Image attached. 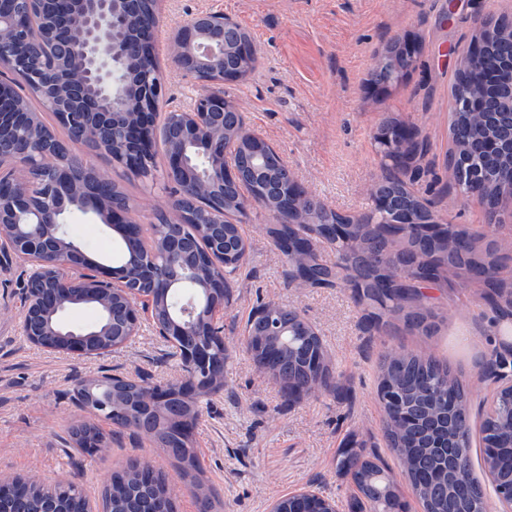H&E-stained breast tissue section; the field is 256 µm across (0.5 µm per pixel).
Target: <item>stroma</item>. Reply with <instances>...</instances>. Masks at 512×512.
Instances as JSON below:
<instances>
[{"label":"stroma","instance_id":"stroma-1","mask_svg":"<svg viewBox=\"0 0 512 512\" xmlns=\"http://www.w3.org/2000/svg\"><path fill=\"white\" fill-rule=\"evenodd\" d=\"M206 12L230 17L251 36L258 63L242 81L224 85V98L239 107L247 128L278 150L310 196L333 212L371 211L380 175L375 129L387 121L413 126L424 151L408 185L443 222L466 225L481 246L493 247L503 264L501 278L512 280V237L488 233L484 209L456 200L447 162L456 56L478 38L481 21L512 19V0H159L156 52L166 111L181 110L197 92L196 80L174 62L173 32ZM393 40L412 41L418 64L380 92L370 78ZM73 151L127 194L140 223L170 211L172 199L161 181L129 176L85 145ZM273 221L257 204L235 219L248 255L224 310L221 387L197 400L192 446L204 480L200 487L147 437L115 433L110 422L98 423L108 446L97 456L68 441V430L87 418L73 401L79 382L113 373L139 383L180 378L179 360L149 317H142L136 336L101 356L38 348L20 329L30 265L0 256V478H31L46 486L75 482L93 512H100L112 473L140 462L165 474L174 512H198L203 491L214 500L213 512H269L273 502L308 485L334 498L340 512H353L361 494L340 461L354 448L386 464L403 512H421L390 447L378 400L380 359L396 347L433 355L467 387L472 470L481 478L482 402L489 387L479 383L477 363L512 323L486 304L481 289L452 277L427 288L419 306L431 331L400 318L380 330L370 327L351 289L291 281L287 259L268 232ZM69 230L97 264L106 263L118 241L113 231L81 218ZM263 304L295 310L317 328L338 392L289 403L282 383L257 369L245 328Z\"/></svg>","mask_w":512,"mask_h":512}]
</instances>
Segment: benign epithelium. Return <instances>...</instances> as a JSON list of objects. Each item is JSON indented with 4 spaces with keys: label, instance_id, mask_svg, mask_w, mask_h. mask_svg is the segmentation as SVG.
Returning <instances> with one entry per match:
<instances>
[{
    "label": "benign epithelium",
    "instance_id": "1",
    "mask_svg": "<svg viewBox=\"0 0 512 512\" xmlns=\"http://www.w3.org/2000/svg\"><path fill=\"white\" fill-rule=\"evenodd\" d=\"M138 0H0V73L20 75L35 91L38 100L55 113L60 126L70 128L138 177L155 176L156 140H161L166 166L160 179L174 189V208L194 197H216L226 182L240 180L233 163L239 141L224 138V111L229 103L219 86L242 80L255 67L257 50L251 38L242 35L237 23L221 13L198 14L174 35L175 62L198 82V93L183 112L162 113L164 100L158 70L150 71L132 61L136 46L150 43L152 29L131 23ZM82 28L85 46L82 56H72L63 31ZM506 37L502 43L504 71L487 78L501 83L494 95L478 82L456 95L454 110L494 120L497 136L487 138L462 164L458 157L448 163L452 187L464 203L480 200L489 159L498 157L507 168L498 172L502 193L499 205L512 208V31L503 33L495 22L486 21L479 40L463 55L457 69L475 74L481 70L483 40ZM401 62L392 78L374 81L383 91L400 82L415 69L416 53L407 42L401 43ZM379 126L375 140L381 148L382 172L377 185L405 182L417 167L423 150L417 129L407 125ZM251 141L260 157L274 151L267 141L245 126L238 136ZM48 137L42 114L7 98L0 84V253L31 262L25 283L21 313L23 335L36 347L47 351L77 353L86 357L103 354L122 346L112 342L98 349L92 337L102 332L91 326L73 325L62 316L77 298L89 299L105 315L103 328L116 327L114 336H134L141 324V311L148 310L160 335L172 345L182 365V376L164 385H143L151 402L164 403L175 396L190 398L209 391L219 381L215 376L214 352L223 343L221 314L229 288L228 276L236 272L247 255L246 242L236 249H224V224L229 216L216 205L207 220L189 241L179 234L164 238L166 266L159 268L152 257L136 253L125 256L121 266H101L83 272L82 244L69 235V218L83 199L93 203L82 213L120 232L124 241L139 233L141 224L131 216V208L112 199V189L77 177L59 150L47 148ZM272 203L258 197H242L237 212L255 203L276 217L269 233L275 237L286 226L309 225L307 248L303 254L288 253L291 278L303 287L308 277L329 270L330 280L354 291L371 322L381 327L387 320L386 296L396 292L424 293L429 284L424 276L435 269L443 274L455 257L448 247L439 258L417 252L399 255L378 253L373 241L349 253L346 261L328 265L317 246L333 239L346 240L363 224L380 222L396 206L394 196L378 193L374 209L359 215H343L341 224H327L322 211L299 184L286 162ZM401 234L418 239L454 238L448 225L426 204L422 210L408 212L398 222ZM482 277L496 286L488 304L512 318V283L501 279L495 269L484 270ZM184 285L180 309L168 315L165 323L156 319L155 299L167 300L172 288ZM266 317L267 335H284L277 314L256 312ZM197 336H207L204 343ZM499 353L491 350L482 367V379L494 384L484 406V418L497 419L499 438L485 437L483 472L495 487L498 512H512V477H495L498 440L512 441V376L497 373ZM307 381L298 383L288 376V386L301 396L316 391L332 393L336 383L324 364V350L309 353L305 362ZM424 404L417 407L390 383L378 391L384 411L386 432L420 421L424 424L421 445L448 458V487L437 486L432 494L454 492V488L473 480L470 457L471 427L460 422L456 401L448 392V377L433 376L423 385ZM289 512H338L336 500L312 487L289 495Z\"/></svg>",
    "mask_w": 512,
    "mask_h": 512
}]
</instances>
